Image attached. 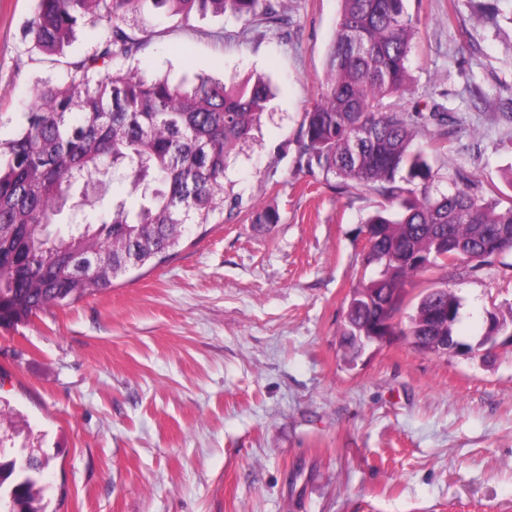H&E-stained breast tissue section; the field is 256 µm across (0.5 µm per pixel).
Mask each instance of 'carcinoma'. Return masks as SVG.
<instances>
[{
    "mask_svg": "<svg viewBox=\"0 0 512 512\" xmlns=\"http://www.w3.org/2000/svg\"><path fill=\"white\" fill-rule=\"evenodd\" d=\"M325 78L303 113L299 158L340 180L347 192L372 189L382 202L368 218L374 276L353 288L342 328L355 358L378 324L394 320L413 278L453 261L479 267L512 251V206L499 210L464 182L433 194L431 156L456 117L390 103L406 91L420 18L408 0H340ZM187 19L212 10L281 26L273 0H36L33 47L65 56L91 17L99 25L87 53L62 62L38 86L26 124L0 139V327L29 321L109 289L114 280L164 257L189 228L224 214V174L232 152L261 122L271 88L257 78L232 86L211 76L172 81L127 65L148 39L126 26L146 4ZM435 123L438 131L428 128ZM121 174L127 196L89 199V186ZM461 302L446 281L417 295L400 335L454 336ZM15 492L0 512H46L43 489L12 471Z\"/></svg>",
    "mask_w": 512,
    "mask_h": 512,
    "instance_id": "obj_1",
    "label": "carcinoma"
}]
</instances>
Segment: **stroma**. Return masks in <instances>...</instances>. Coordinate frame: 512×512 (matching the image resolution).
<instances>
[{
  "instance_id": "1",
  "label": "stroma",
  "mask_w": 512,
  "mask_h": 512,
  "mask_svg": "<svg viewBox=\"0 0 512 512\" xmlns=\"http://www.w3.org/2000/svg\"><path fill=\"white\" fill-rule=\"evenodd\" d=\"M281 28L215 14L130 16L148 74L262 75L275 95L224 181V221L113 288L0 327V401L27 422L16 448L49 459L47 512H512V252L448 268L457 349L400 335L348 361L345 299L364 272L376 191L299 169L338 0H275ZM421 17L403 103L458 119L433 167L512 206V0H410ZM35 0H0V137L25 120L52 57L25 36ZM276 218L257 224L256 212Z\"/></svg>"
}]
</instances>
